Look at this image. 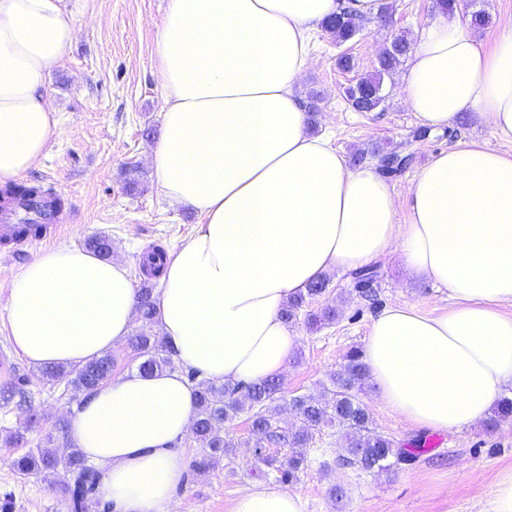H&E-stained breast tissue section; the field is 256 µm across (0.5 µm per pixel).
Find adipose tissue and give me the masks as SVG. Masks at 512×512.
<instances>
[{
	"label": "adipose tissue",
	"instance_id": "1",
	"mask_svg": "<svg viewBox=\"0 0 512 512\" xmlns=\"http://www.w3.org/2000/svg\"><path fill=\"white\" fill-rule=\"evenodd\" d=\"M382 0H168L155 47L163 134L150 149L170 205L202 221L170 252L157 327L179 369L131 371L84 397L66 436L102 473L113 512H168L184 484L195 370L210 381L282 376L299 337L284 306L331 270L398 253L414 278L446 287L437 315L393 305L373 319L363 360L379 402L411 426L481 420L512 383V154L461 140L431 155L406 198L408 223L374 167H349L312 135L299 92L309 33ZM77 26L60 0H0V186L59 136L46 86ZM405 99L442 127L469 110L512 138V33L478 43L461 11L436 12L406 59ZM138 295L127 269L53 246L14 275L11 342L29 364H78L127 337ZM232 512H306L303 498L252 486Z\"/></svg>",
	"mask_w": 512,
	"mask_h": 512
}]
</instances>
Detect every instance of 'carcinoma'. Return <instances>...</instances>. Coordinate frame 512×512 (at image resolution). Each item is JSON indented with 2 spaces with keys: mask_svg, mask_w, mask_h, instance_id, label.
<instances>
[{
  "mask_svg": "<svg viewBox=\"0 0 512 512\" xmlns=\"http://www.w3.org/2000/svg\"><path fill=\"white\" fill-rule=\"evenodd\" d=\"M362 26V20L343 9L327 21L323 28L342 43L354 38ZM410 49L411 44L407 38L395 37L389 47L380 53L375 72L359 77L346 89V98L354 111L372 112L381 105L385 99L384 76L397 68ZM9 194L24 198L50 196L54 198L56 206H61V200L53 192L40 186L15 184L9 187ZM165 257L164 251L156 249L142 260L141 269L145 280L139 289L138 313L139 318L145 322L154 321V290ZM353 279L355 290L360 296L370 300L376 296L378 272L375 268H362L353 273ZM327 287L328 280L323 278L291 300L283 310L286 320L291 324L297 323L298 310L306 300L324 295ZM335 320L336 309L327 306L318 312L307 313L303 323L311 330ZM129 344L138 357L142 358L140 371L149 374L176 368L173 354L162 339L135 334L129 338ZM113 365L112 355L105 353L73 366H48L44 368L43 376L57 385L63 384L85 395L110 381ZM367 380L362 356L355 350L349 352L343 365L331 375L329 384L318 395H294L287 399L282 396L281 385L275 379L260 383L226 381L220 384L202 380L196 383V414L191 424V433L194 441L209 451V456L222 455L224 449L232 447V443L224 439V425L247 412L250 432L255 437L256 456L274 467L277 479L290 481L305 465L314 433L324 426H330L336 428L337 441L347 453V462L365 471H389L416 457V454L410 448L396 446L393 440L373 426L370 413L359 397ZM272 406L280 412L293 414L299 426L288 434L280 432L272 416L268 415V409ZM507 417H512L511 398H503L494 405L492 413L484 421V427L492 431L501 419ZM266 441L288 446V458L274 465L276 459L265 454ZM15 466L19 474L24 476L31 472L67 476L63 489L70 502L71 512H87L89 501L100 481L99 471L88 463L77 448L70 449L65 455H59L48 448L31 451L19 457Z\"/></svg>",
  "mask_w": 512,
  "mask_h": 512,
  "instance_id": "obj_1",
  "label": "carcinoma"
}]
</instances>
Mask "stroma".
Instances as JSON below:
<instances>
[{"label": "stroma", "instance_id": "obj_1", "mask_svg": "<svg viewBox=\"0 0 512 512\" xmlns=\"http://www.w3.org/2000/svg\"><path fill=\"white\" fill-rule=\"evenodd\" d=\"M78 27L70 57L47 86L61 135L30 170L24 182L52 188L64 205L65 219L50 245L84 246L88 238L108 237L112 259L126 266L134 285H141L140 261L156 248L172 251L187 239L197 214L173 207L154 184L149 150L162 131L163 96L155 68V45L167 0H63ZM388 24L365 23L352 41L337 43L324 29L311 36V65L301 80L303 95H316L317 133L345 157L378 146L409 155L405 169L388 176L399 202L398 217L408 223L404 205L413 178L431 153L460 138L512 153V138L498 136L476 113L457 125L420 135L421 125L402 93L404 67L384 79L385 99L374 112H356L344 90L354 75L340 71L344 52L356 60V73L374 70L384 47L397 35L415 39L433 16L432 0H387ZM464 15L485 12L489 23L479 29L482 45H492L512 31V0H459ZM136 172L139 185L128 192L125 181ZM36 248L11 253L0 242V504L9 512H70L58 477L19 475L14 463L37 449H59L58 427L81 401V394L48 382L41 369L29 366L12 349L5 328L6 301L13 276L36 255ZM377 300L360 299L351 275L330 272L325 295L313 309L332 305L336 320L317 330L295 324L300 344L280 383L284 395L316 394L329 375L353 350H363L372 320L385 307L411 305L434 314L450 302L446 288L434 281L407 276L398 254L377 260ZM377 431L399 445L427 437L385 409L372 386L361 395ZM233 442L224 456L202 471L189 470L174 495L169 512H230L241 491L251 484H278L254 455L255 440L246 415L224 427ZM20 436L19 444L9 436ZM438 448H421L417 458L387 473L366 472L343 463L336 431L315 434L308 461L284 487L307 502V512H476L499 472L512 468V418L489 431L476 424L445 433ZM347 496L335 501L333 486Z\"/></svg>", "mask_w": 512, "mask_h": 512}]
</instances>
